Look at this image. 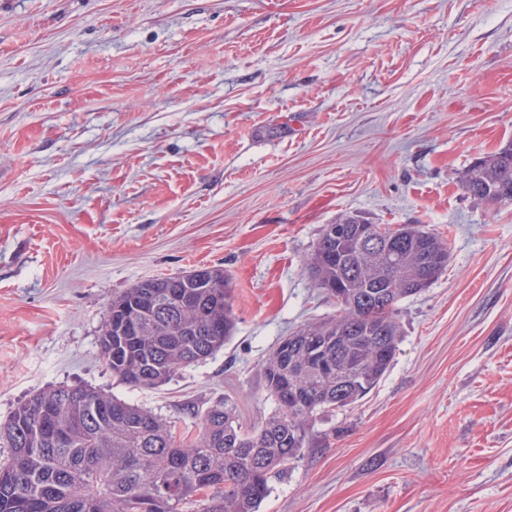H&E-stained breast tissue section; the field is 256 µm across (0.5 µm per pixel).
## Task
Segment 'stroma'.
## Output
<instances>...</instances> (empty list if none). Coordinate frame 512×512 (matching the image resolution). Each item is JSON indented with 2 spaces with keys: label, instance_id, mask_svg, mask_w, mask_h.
Instances as JSON below:
<instances>
[{
  "label": "stroma",
  "instance_id": "obj_1",
  "mask_svg": "<svg viewBox=\"0 0 512 512\" xmlns=\"http://www.w3.org/2000/svg\"><path fill=\"white\" fill-rule=\"evenodd\" d=\"M512 141V0H0V424L96 389L180 427L336 313L303 268L351 215L449 241L396 355L260 512H512V203L460 172ZM230 274L237 330L156 389L100 349L114 293Z\"/></svg>",
  "mask_w": 512,
  "mask_h": 512
}]
</instances>
